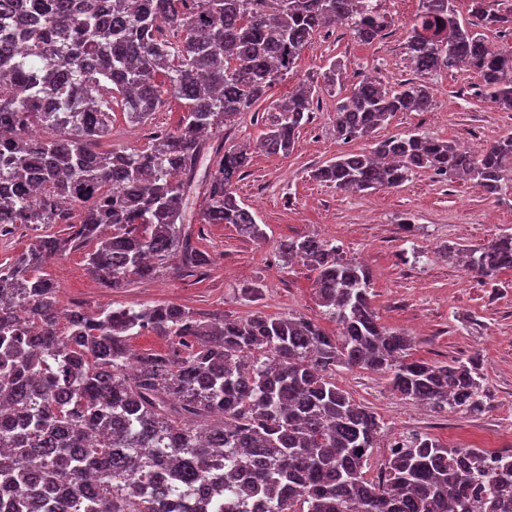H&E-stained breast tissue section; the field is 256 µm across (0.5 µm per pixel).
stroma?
<instances>
[{
	"label": "stroma",
	"mask_w": 512,
	"mask_h": 512,
	"mask_svg": "<svg viewBox=\"0 0 512 512\" xmlns=\"http://www.w3.org/2000/svg\"><path fill=\"white\" fill-rule=\"evenodd\" d=\"M381 9L388 27L379 40L364 44L347 28L323 29L302 53L294 73L270 89L252 111L213 132L214 145L257 143L278 102L299 84L320 88L311 119L290 155L254 153L236 185L239 199L264 230V239L243 236L230 224L193 222L195 245L212 259L202 277H187L170 267L154 278L132 279L122 288L96 280L82 249L45 267L59 288L61 308L68 310L91 311L115 300L137 308L175 303L212 318L244 319L257 311L272 317L294 313L332 331L336 325L326 319L315 295V271L284 262L279 245L314 235L361 261L372 273V303L381 323L413 338L415 358L433 363L478 358L489 394L484 412L445 415L402 399L383 375L359 368L337 373L339 385L384 423L379 446L364 469L370 480L383 469L389 443L415 433L428 434L447 447L512 451V270L501 271L489 284L441 256L445 245L478 247L495 234L512 232V196L496 199L473 183H449L428 171L414 174L400 187L368 193L341 191L312 177L314 169L336 156L370 151L375 141L398 133L419 131L478 148L512 134V112L484 99L475 74L453 72L430 80L429 111L397 113L369 139H337L339 98L367 78L394 87L417 76L404 42L420 0H381ZM335 60L343 78L330 91L322 86L323 74ZM181 117L172 99L154 113L151 123L140 126L115 110L106 144L117 151L145 149L155 133L175 131ZM405 218L413 221L412 232L403 230ZM253 281L264 286L255 302L241 292Z\"/></svg>",
	"instance_id": "stroma-1"
}]
</instances>
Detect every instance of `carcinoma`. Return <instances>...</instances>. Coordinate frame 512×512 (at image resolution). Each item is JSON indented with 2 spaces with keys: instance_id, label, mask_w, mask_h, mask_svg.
<instances>
[{
  "instance_id": "obj_1",
  "label": "carcinoma",
  "mask_w": 512,
  "mask_h": 512,
  "mask_svg": "<svg viewBox=\"0 0 512 512\" xmlns=\"http://www.w3.org/2000/svg\"><path fill=\"white\" fill-rule=\"evenodd\" d=\"M0 0V31L16 20L26 45L0 37V209L13 224H64L0 266V486L11 512H160L175 495L215 512H512V453L446 447L413 434L393 445L378 481L365 463L383 423L336 383L341 368L383 373L402 398L442 414L481 413L489 399L474 357L434 365L412 340L380 322L372 275L315 237L290 238L281 257L316 272L329 333L302 316L202 320L176 304L135 308L112 301L73 310L65 325L48 261L93 244L91 273L122 288L153 278L176 258H209L190 244L188 204L202 193L206 224H232L261 239L235 184L245 149L222 147L197 177L205 137L298 66L315 33L342 22L364 44L388 21L373 0ZM421 0L406 31L419 80L392 89L358 84L336 103V136L370 137L399 112L433 106L428 79L461 67L482 95L512 111V50H494L478 28H512L508 0ZM316 90L301 84L275 109L259 147L292 152ZM169 95L179 128L144 150H96L113 102L135 125ZM420 170L472 181L490 197L512 195V136L479 153L453 140L406 132L314 171L339 190L397 188ZM443 255L484 279L512 269V233ZM26 310L39 333L17 322ZM154 331L167 355L132 356L130 337ZM224 467V476L213 470Z\"/></svg>"
}]
</instances>
